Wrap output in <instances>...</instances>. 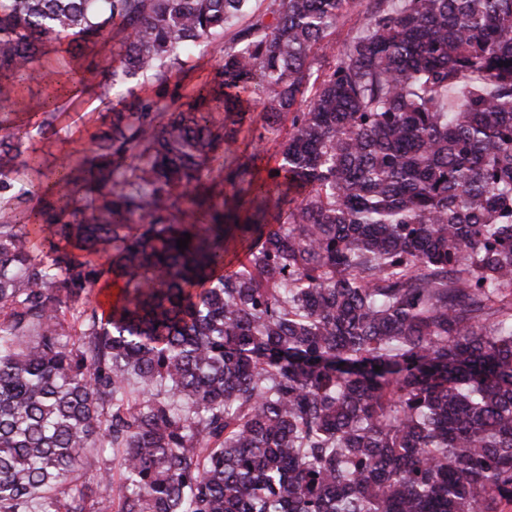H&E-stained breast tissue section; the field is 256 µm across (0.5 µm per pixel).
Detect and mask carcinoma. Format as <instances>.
<instances>
[{
    "label": "carcinoma",
    "mask_w": 512,
    "mask_h": 512,
    "mask_svg": "<svg viewBox=\"0 0 512 512\" xmlns=\"http://www.w3.org/2000/svg\"><path fill=\"white\" fill-rule=\"evenodd\" d=\"M373 2L0 0L1 96L108 27L128 93L0 119V512L512 509V0ZM368 5L364 2L362 6L356 10L350 11L340 18L336 26V48H342L345 43L349 42L357 33L360 20L362 18V12ZM185 62V73L172 78L170 83L171 90L174 88L173 84L176 81H181V83L187 87L186 90H181V93H186L192 87L204 82L212 66L217 63L216 60L210 58V56L202 57L198 53L189 55L185 58ZM104 81L102 72L90 80L91 85L78 98L63 97L58 100L62 116L57 128L58 135L35 136L30 143L33 155L43 165H52L58 157L74 150L88 153L90 134L102 127V116L107 106L97 99L98 84ZM93 113V114H86ZM105 457L96 450H90L83 458L82 467L79 471V478L84 482L96 484L100 473L105 469Z\"/></svg>",
    "instance_id": "1"
}]
</instances>
